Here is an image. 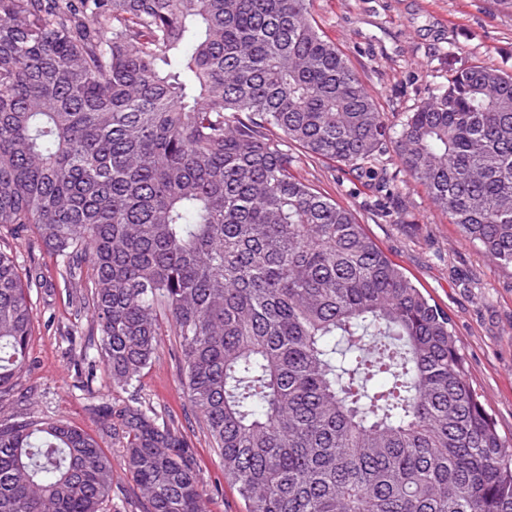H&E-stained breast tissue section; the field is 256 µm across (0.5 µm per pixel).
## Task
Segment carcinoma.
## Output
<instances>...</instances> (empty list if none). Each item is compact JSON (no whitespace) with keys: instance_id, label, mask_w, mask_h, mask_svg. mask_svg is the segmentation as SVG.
Instances as JSON below:
<instances>
[{"instance_id":"obj_1","label":"carcinoma","mask_w":512,"mask_h":512,"mask_svg":"<svg viewBox=\"0 0 512 512\" xmlns=\"http://www.w3.org/2000/svg\"><path fill=\"white\" fill-rule=\"evenodd\" d=\"M310 0H0V226L89 291L127 389L179 339L182 385L246 512H512V447L448 313L289 146L380 170L393 139L461 237L512 266V74L470 64L391 135ZM0 249V395L28 366L32 294ZM106 453L63 420L0 418V512H205L190 448L150 407ZM111 498L108 507L110 512L144 511L145 500L140 489L119 466L116 467Z\"/></svg>"}]
</instances>
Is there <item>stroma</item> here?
<instances>
[{
	"instance_id": "stroma-1",
	"label": "stroma",
	"mask_w": 512,
	"mask_h": 512,
	"mask_svg": "<svg viewBox=\"0 0 512 512\" xmlns=\"http://www.w3.org/2000/svg\"><path fill=\"white\" fill-rule=\"evenodd\" d=\"M311 10L394 129L435 88L447 85L451 67L480 63L512 73V8L495 0H313ZM293 153L298 176L351 208L381 249L447 311L469 381L501 435L512 442V267L498 266L465 242L447 215L430 204L423 187L407 177H398L393 214L384 217L376 209L379 194L369 177L308 157L298 147ZM0 248L22 264L36 256L48 281L34 299L28 366L14 393L0 397V417L34 409L98 436L108 451L118 437L101 433L97 411L108 407L117 415L139 405L152 407L179 428L190 448L209 494L206 512H245L180 383L177 337H162L156 360L136 388L113 387L104 363L87 369L70 350L74 344L92 349L97 339L89 319L77 316V290L58 279L55 257L1 227Z\"/></svg>"
}]
</instances>
